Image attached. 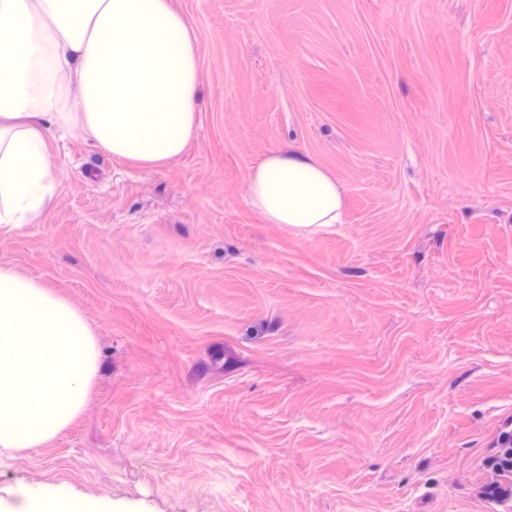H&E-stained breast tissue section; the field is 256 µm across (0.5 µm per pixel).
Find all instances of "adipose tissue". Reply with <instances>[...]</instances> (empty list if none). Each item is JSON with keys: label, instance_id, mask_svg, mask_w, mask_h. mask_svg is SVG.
<instances>
[{"label": "adipose tissue", "instance_id": "adipose-tissue-1", "mask_svg": "<svg viewBox=\"0 0 512 512\" xmlns=\"http://www.w3.org/2000/svg\"><path fill=\"white\" fill-rule=\"evenodd\" d=\"M195 31L172 0H0V224L40 220L56 186V130L155 166L197 132ZM248 203L294 235L341 223L343 185L298 148L248 173ZM14 512H89L35 487Z\"/></svg>", "mask_w": 512, "mask_h": 512}]
</instances>
